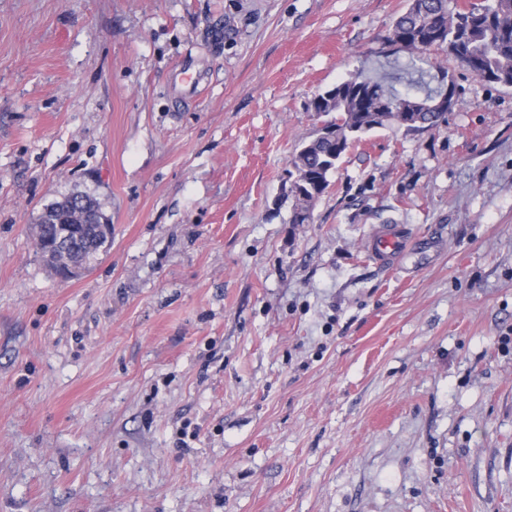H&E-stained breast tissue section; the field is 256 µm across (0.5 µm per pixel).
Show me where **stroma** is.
Here are the masks:
<instances>
[{"instance_id": "stroma-1", "label": "stroma", "mask_w": 512, "mask_h": 512, "mask_svg": "<svg viewBox=\"0 0 512 512\" xmlns=\"http://www.w3.org/2000/svg\"><path fill=\"white\" fill-rule=\"evenodd\" d=\"M407 7L0 0V512H512V86L419 55L455 106L290 221L314 96L397 74ZM71 193L112 242L63 278ZM80 197L86 199L88 202H95L88 194H71L64 196L62 200L55 201L50 205L46 206L43 213L39 218V224L35 225V239L36 245L43 256L49 246H53L56 243L58 230L57 224H44L47 221L52 223H66L68 219L74 222H80L83 220V214L81 212L73 211L69 212L67 204L76 202L77 198ZM96 203V202H95ZM97 204V203H96ZM407 229L400 224H389L374 235L367 246V256L380 264H390L404 251Z\"/></svg>"}]
</instances>
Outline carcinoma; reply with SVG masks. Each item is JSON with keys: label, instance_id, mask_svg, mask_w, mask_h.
<instances>
[{"label": "carcinoma", "instance_id": "cac0c4a2", "mask_svg": "<svg viewBox=\"0 0 512 512\" xmlns=\"http://www.w3.org/2000/svg\"><path fill=\"white\" fill-rule=\"evenodd\" d=\"M436 31L446 42L444 51L477 77L512 85V0H490L471 9L458 6L457 0H422L421 11L409 9L396 20L390 41L404 44L409 52ZM423 86V78L410 76L405 80L404 91H389L379 81L353 74L316 96L314 108L319 114H330L319 100L329 97L336 101V117L330 121L336 128V139L310 140L291 159L289 178L295 181L298 193L292 196L289 223L304 222L299 212L311 211L314 202L326 193L329 176L353 139L386 125L410 127L413 117L408 109L420 100L434 97L432 93L418 96ZM79 197L94 202L91 196L77 193L46 206L35 225L36 245L41 253L55 245L57 223L83 220L82 213L71 212L67 207Z\"/></svg>", "mask_w": 512, "mask_h": 512}]
</instances>
